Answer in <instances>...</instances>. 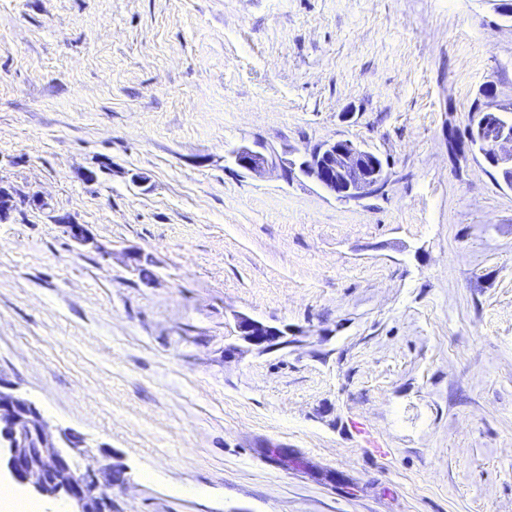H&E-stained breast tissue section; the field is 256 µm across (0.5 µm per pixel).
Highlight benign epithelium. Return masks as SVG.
<instances>
[{
	"label": "benign epithelium",
	"mask_w": 512,
	"mask_h": 512,
	"mask_svg": "<svg viewBox=\"0 0 512 512\" xmlns=\"http://www.w3.org/2000/svg\"><path fill=\"white\" fill-rule=\"evenodd\" d=\"M481 112L471 124L473 137L485 143V160L497 169L512 167V132L495 127ZM236 166L245 174L262 176L276 171L290 182L295 173L311 179L336 199L357 202L381 192L388 175L380 158L348 139L325 140L298 158H285L275 150L243 145L233 152ZM56 223L67 228L82 247L100 250L84 225L66 218ZM240 338L260 352L284 349L292 344L288 329L264 324L249 317L237 320ZM88 449L71 443L65 432L54 435L41 410L23 397L15 385L0 374V467L12 478L32 488L35 495L64 499L76 505L75 512H104L106 492L116 469L79 472L74 458Z\"/></svg>",
	"instance_id": "7a95c632"
}]
</instances>
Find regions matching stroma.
I'll use <instances>...</instances> for the list:
<instances>
[{"mask_svg": "<svg viewBox=\"0 0 512 512\" xmlns=\"http://www.w3.org/2000/svg\"><path fill=\"white\" fill-rule=\"evenodd\" d=\"M498 6L0 0V373L112 512H512V187L448 150L512 108ZM333 138L383 193L232 157ZM236 328L237 336L260 352L284 349L293 343V340H288V329H280L249 317H239Z\"/></svg>", "mask_w": 512, "mask_h": 512, "instance_id": "1", "label": "stroma"}]
</instances>
